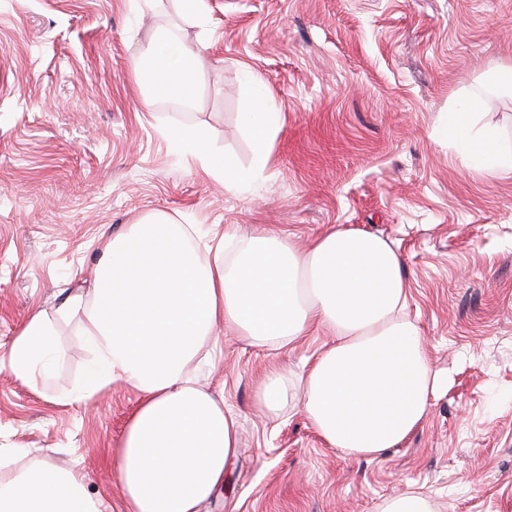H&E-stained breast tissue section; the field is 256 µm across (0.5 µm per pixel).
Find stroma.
<instances>
[{
	"label": "stroma",
	"mask_w": 512,
	"mask_h": 512,
	"mask_svg": "<svg viewBox=\"0 0 512 512\" xmlns=\"http://www.w3.org/2000/svg\"><path fill=\"white\" fill-rule=\"evenodd\" d=\"M204 43L192 112L143 106L132 62L162 25ZM512 0H0V354L34 310L87 289L102 235L151 214L302 246L342 224L398 247L407 313L448 386L381 458L331 448L300 409L254 398L273 367L326 341L257 348L220 335L202 386L238 420V449L202 512H379L402 491L437 512H512V178L462 165L444 127L469 112L512 140ZM283 115L262 175L236 191L205 176L169 130L204 131L245 170L247 102ZM47 374L0 371V457L81 470L117 505V448L138 395L117 383L68 403L91 359L78 321L56 326Z\"/></svg>",
	"instance_id": "stroma-1"
}]
</instances>
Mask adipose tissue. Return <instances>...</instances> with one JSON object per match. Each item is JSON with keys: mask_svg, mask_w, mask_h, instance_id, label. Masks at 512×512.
I'll use <instances>...</instances> for the list:
<instances>
[{"mask_svg": "<svg viewBox=\"0 0 512 512\" xmlns=\"http://www.w3.org/2000/svg\"><path fill=\"white\" fill-rule=\"evenodd\" d=\"M198 47L155 36L133 66L144 106L170 93L196 96ZM463 162L512 176V147L490 126L464 130ZM175 139L207 175L237 189L254 179L200 133ZM95 280L53 310L33 313L0 355V371L29 381L55 352V325L78 320L93 354L71 398L88 404L112 384L139 393L116 448L123 512H201L237 452V420L204 391L192 363L213 347L216 328L258 347L286 349L310 329L330 342L300 369L271 370L259 410L277 414L292 398L331 447L353 457L381 456L422 421L430 397L448 384L429 358L418 323L406 313L408 288L392 242L336 226L298 249L292 238L261 233L200 234L152 217L101 238ZM0 512H109L85 492L84 477L45 462L23 469L0 459Z\"/></svg>", "mask_w": 512, "mask_h": 512, "instance_id": "adipose-tissue-1", "label": "adipose tissue"}]
</instances>
